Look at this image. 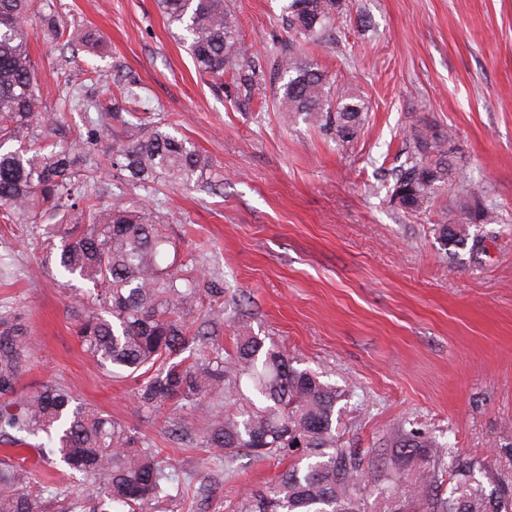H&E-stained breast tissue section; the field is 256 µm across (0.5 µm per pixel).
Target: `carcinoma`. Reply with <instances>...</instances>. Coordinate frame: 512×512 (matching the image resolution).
Instances as JSON below:
<instances>
[{"mask_svg":"<svg viewBox=\"0 0 512 512\" xmlns=\"http://www.w3.org/2000/svg\"><path fill=\"white\" fill-rule=\"evenodd\" d=\"M169 28L201 75L220 83L244 58L236 16L227 0H156ZM344 0H288L283 25L291 42L322 39L347 12ZM45 39L68 46L69 33L55 16L41 13L38 0H0V217L7 224H38L46 216L59 240L57 259L65 277L92 285L75 334L85 351L116 376L140 377L139 408L157 417L177 405L199 414L200 444L211 458L232 470L243 453L288 458V468L259 492L245 493L232 512H512V451L506 458L445 464L446 451L414 433L400 435L395 452L372 457L346 448L336 435V404L344 390L321 375L291 364L273 341L240 335L236 350L207 341L184 312L200 295V280L160 267L166 244L156 211L138 202L130 207L100 203L99 167L86 165L75 151L79 139L65 130L48 143L38 124L44 111L28 49V26ZM280 85L273 94L277 111L302 119L344 145L357 139L366 106L350 88L338 86L318 64L297 52L274 59ZM57 80L69 89L70 103L97 117L93 123L112 137L109 168L144 187L159 182L203 180L208 162L185 136L162 122L132 121L127 109L136 96L133 82L117 85L105 103L71 89L62 68ZM26 139L31 148L11 149ZM405 161L394 174L390 201L419 213L448 187L463 180L448 150L452 135L425 123L412 124ZM461 224H494L493 204L460 197ZM439 238L457 249L470 231L437 225ZM0 332V436L43 434L53 458L70 475L102 478L96 494L74 498L67 512H155L172 501L171 465L139 432L112 416L74 402L65 389L45 384L34 393H16L36 343L20 324ZM189 352L187 363L171 359ZM426 449L430 481L406 483L401 469L409 452ZM382 483L371 499L363 474ZM28 458L0 462V512H40L27 488ZM450 491L442 492L443 482Z\"/></svg>","mask_w":512,"mask_h":512,"instance_id":"cac0c4a2","label":"carcinoma"}]
</instances>
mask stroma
<instances>
[{"mask_svg":"<svg viewBox=\"0 0 512 512\" xmlns=\"http://www.w3.org/2000/svg\"><path fill=\"white\" fill-rule=\"evenodd\" d=\"M286 3L232 0L245 57L216 88L155 0H41L61 24L98 40L64 48L30 34L47 106L41 122L91 128L59 87L58 68L79 81L98 66L100 81L87 89L94 98L134 80L139 116L173 124L219 181L144 189L102 175L104 204L144 201L157 211L170 241L162 264L179 260L183 274L203 278L189 323L206 325L230 353L245 321L286 348L295 367L344 389L336 433L345 447L388 451L412 430L454 458L501 456L512 445V0H351L332 39L303 48L368 107L361 136L345 146L288 120L271 91H244L245 75L270 79L274 57L289 49ZM420 119L452 131L469 186L498 210L497 223L475 227L477 252L448 258L435 232L460 188L421 213L390 201L406 132ZM58 281L42 227L0 225V313L17 314L37 343L21 391L60 384L145 435L177 472V512H229L286 469L245 454L224 473L194 447L202 422L193 412L174 410L179 440L146 418L136 380L83 352L74 334L82 295ZM18 455L60 490L42 494V512H65L69 498L99 486L0 437V460Z\"/></svg>","mask_w":512,"mask_h":512,"instance_id":"1","label":"stroma"}]
</instances>
